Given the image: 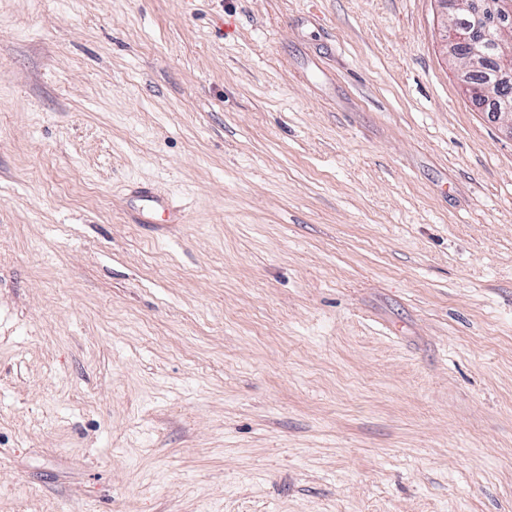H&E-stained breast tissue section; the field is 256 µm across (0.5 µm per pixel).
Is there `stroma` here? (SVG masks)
<instances>
[{"mask_svg": "<svg viewBox=\"0 0 512 512\" xmlns=\"http://www.w3.org/2000/svg\"><path fill=\"white\" fill-rule=\"evenodd\" d=\"M440 21L0 0V512H512V135Z\"/></svg>", "mask_w": 512, "mask_h": 512, "instance_id": "stroma-1", "label": "stroma"}]
</instances>
